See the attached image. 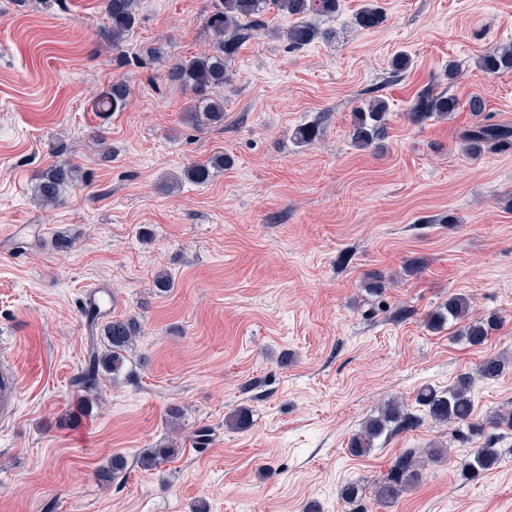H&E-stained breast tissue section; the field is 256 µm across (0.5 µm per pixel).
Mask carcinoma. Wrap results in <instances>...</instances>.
<instances>
[{"instance_id":"cac0c4a2","label":"carcinoma","mask_w":512,"mask_h":512,"mask_svg":"<svg viewBox=\"0 0 512 512\" xmlns=\"http://www.w3.org/2000/svg\"><path fill=\"white\" fill-rule=\"evenodd\" d=\"M139 0H103L104 12L109 26L107 37L117 49L135 28ZM340 0H213L206 17V26L215 36L211 50L175 62L167 72L168 80L194 95L185 120L196 128L219 127L224 124V98L215 95V90L229 84L232 79L230 64L237 56L243 42L258 36L267 28L266 13L273 9L293 22L279 31L290 49H301L321 36L319 29L307 20L308 15L324 17L336 15ZM383 21L379 6L369 3L359 12L357 25L362 29L378 26ZM480 68L488 74L512 70V45L494 48L480 57ZM129 85L117 80L103 90L96 100V111L120 112L128 104ZM458 100L444 92L431 89L421 92L413 107L412 117L422 121L428 117L445 118L456 111ZM389 104L381 97H372L355 108L349 138L360 150L376 147L388 134ZM465 151L478 156L488 145L512 147V127L502 124H487L473 127L466 133ZM229 159L216 154L203 164H195L184 170V177L202 183L209 179L211 171L222 169ZM80 169L68 162L49 167L34 188V195L43 206L56 204L62 191L79 181ZM471 300L464 294H451L448 301L427 318L432 330H440L449 323L459 325V332L472 346L482 345L497 330L500 318L491 313L485 317L469 319ZM140 334L137 319L118 317L101 324L103 346H91L85 356L81 370L73 378L75 386L85 392L99 389L100 380L117 377L128 360L135 339ZM506 370L505 362L498 357L485 358L476 368L478 377L492 380ZM473 377L467 373L446 390L425 385L418 389L414 402L426 411L437 424L474 427ZM248 408L237 407L224 417V427L230 431H243L250 427ZM418 425V418L408 411L404 403L391 400L361 423L360 429L351 439L349 452L354 456H365L376 447L381 438L392 432H404ZM177 448H145L137 458L143 470L157 467L161 461L174 457ZM421 451L407 448L391 462L388 471L373 485V496L381 505L396 502L404 493L421 481ZM500 454L495 442L485 441L460 461V472L464 479L473 481L487 471L497 467ZM363 490L356 482L345 484L341 490L342 500L350 505V512H366L360 502Z\"/></svg>"}]
</instances>
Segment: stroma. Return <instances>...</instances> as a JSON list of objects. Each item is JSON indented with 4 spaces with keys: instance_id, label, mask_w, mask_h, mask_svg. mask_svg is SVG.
<instances>
[{
    "instance_id": "1",
    "label": "stroma",
    "mask_w": 512,
    "mask_h": 512,
    "mask_svg": "<svg viewBox=\"0 0 512 512\" xmlns=\"http://www.w3.org/2000/svg\"><path fill=\"white\" fill-rule=\"evenodd\" d=\"M384 20L363 30L368 0H340L332 31L299 50L273 34L247 40L231 63L224 125L197 129L190 92L168 82L179 60L208 49L211 0H139V22L117 66L102 0H0V354L21 378L20 409L0 424V512H347L346 483L370 489L403 449L420 448L422 478L368 512H512V430L501 461L476 481L457 461L483 442L454 434L415 407L418 427L356 457L348 444L383 400L413 402L426 384L448 388L490 356L506 371L474 386V417L512 406V147L464 153L487 101L512 126V71L478 60L512 44V0H375ZM165 47L152 59L145 50ZM410 56L394 73L393 57ZM460 78L449 83L448 63ZM126 109L99 115L116 80ZM456 97L445 119L416 123L422 90ZM389 104L383 148L359 150L349 130L370 94ZM320 126L302 145L294 130ZM229 163L203 183L187 166ZM67 161L83 179L58 204L33 199L41 174ZM69 236L68 251L55 246ZM422 261L420 273L407 266ZM175 281L166 293L157 273ZM380 272L382 297L364 287ZM107 282L118 315L142 324L126 372L99 399L71 380L100 327L78 313L81 291ZM501 324L486 343L425 318L449 295ZM183 408L178 429L165 410ZM251 426L225 430L233 408ZM209 429L199 446L194 433ZM177 440L145 471L142 449ZM121 455L126 467L107 469Z\"/></svg>"
}]
</instances>
